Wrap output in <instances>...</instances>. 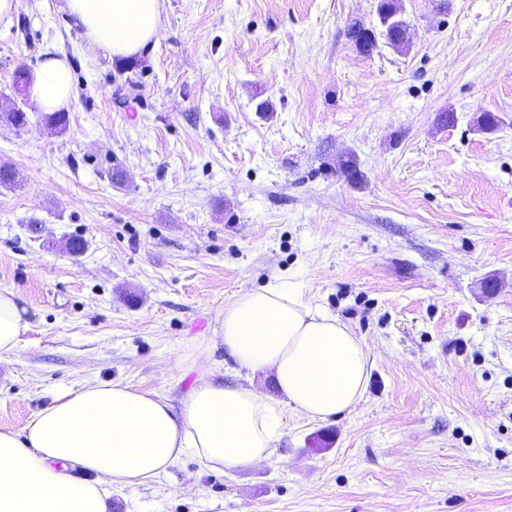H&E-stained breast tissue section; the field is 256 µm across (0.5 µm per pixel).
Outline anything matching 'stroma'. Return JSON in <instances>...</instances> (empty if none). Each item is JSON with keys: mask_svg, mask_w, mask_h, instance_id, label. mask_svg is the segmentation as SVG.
<instances>
[{"mask_svg": "<svg viewBox=\"0 0 512 512\" xmlns=\"http://www.w3.org/2000/svg\"><path fill=\"white\" fill-rule=\"evenodd\" d=\"M378 3L162 0L132 70L64 0L0 25V115L28 118H0V288L27 323L0 429L92 381L179 403L225 300L271 281L370 352L343 416L286 411L266 461L186 456L112 512H512V0H402L409 50L365 52L348 31ZM47 52L73 72L61 134L12 89Z\"/></svg>", "mask_w": 512, "mask_h": 512, "instance_id": "35a3bbf8", "label": "stroma"}]
</instances>
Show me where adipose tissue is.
<instances>
[{"instance_id":"1","label":"adipose tissue","mask_w":512,"mask_h":512,"mask_svg":"<svg viewBox=\"0 0 512 512\" xmlns=\"http://www.w3.org/2000/svg\"><path fill=\"white\" fill-rule=\"evenodd\" d=\"M88 46L109 58L140 55L159 31L161 0H65ZM69 65L46 54L29 94L39 109H69ZM12 289H0V362L18 355L27 329ZM224 348L236 369L271 372L281 393L205 379L172 406L119 382L56 395L21 431L0 430V512H111L113 487L137 489L185 455L207 469L256 465L273 453L286 410L326 421L362 397L369 352L302 289L271 282L225 300L213 335L194 349L204 365Z\"/></svg>"}]
</instances>
